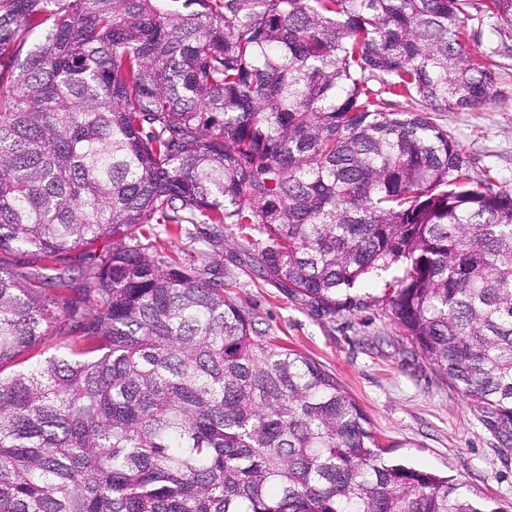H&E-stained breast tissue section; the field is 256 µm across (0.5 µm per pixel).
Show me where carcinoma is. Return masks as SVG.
<instances>
[{
  "mask_svg": "<svg viewBox=\"0 0 512 512\" xmlns=\"http://www.w3.org/2000/svg\"><path fill=\"white\" fill-rule=\"evenodd\" d=\"M496 85L460 0H0V512H486L148 250L246 224L327 315L400 266L397 323L509 439L512 192L429 116Z\"/></svg>",
  "mask_w": 512,
  "mask_h": 512,
  "instance_id": "carcinoma-1",
  "label": "carcinoma"
}]
</instances>
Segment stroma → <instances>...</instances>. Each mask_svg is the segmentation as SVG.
Masks as SVG:
<instances>
[{
	"label": "stroma",
	"instance_id": "1",
	"mask_svg": "<svg viewBox=\"0 0 512 512\" xmlns=\"http://www.w3.org/2000/svg\"><path fill=\"white\" fill-rule=\"evenodd\" d=\"M468 47L495 61L496 101L473 112H437L466 159L474 182L512 191V56L501 55L498 22L482 0H465ZM205 224L160 236L161 266H210L224 295L250 318L257 335L299 351L332 372L355 398L387 459L463 481L495 512H512V440L482 421L477 408L431 365L396 323L385 295L392 275L355 289L357 308L327 315L289 288L270 284L258 262L256 232L228 224L209 240Z\"/></svg>",
	"mask_w": 512,
	"mask_h": 512
}]
</instances>
